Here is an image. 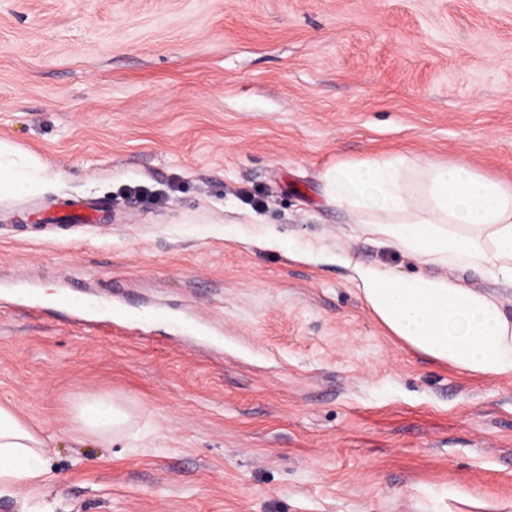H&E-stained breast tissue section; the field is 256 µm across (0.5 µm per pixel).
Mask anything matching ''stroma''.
Listing matches in <instances>:
<instances>
[{
	"instance_id": "stroma-1",
	"label": "stroma",
	"mask_w": 512,
	"mask_h": 512,
	"mask_svg": "<svg viewBox=\"0 0 512 512\" xmlns=\"http://www.w3.org/2000/svg\"><path fill=\"white\" fill-rule=\"evenodd\" d=\"M0 400L55 437L32 512H512V379L385 336L323 172L395 153L512 184V0H0ZM107 203L93 224L48 216ZM103 297L111 322L25 295ZM111 394L126 437L69 411ZM53 175L49 164L38 154L0 140V202L42 192ZM132 415L111 395L86 394L74 405L70 415L73 433L82 440L110 441L113 436L127 434Z\"/></svg>"
}]
</instances>
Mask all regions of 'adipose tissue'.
I'll return each instance as SVG.
<instances>
[{
    "mask_svg": "<svg viewBox=\"0 0 512 512\" xmlns=\"http://www.w3.org/2000/svg\"><path fill=\"white\" fill-rule=\"evenodd\" d=\"M327 206L350 219L345 245L289 246V256L346 268L386 334L457 371L512 378V317L501 300L449 278L471 269L512 286V185L469 165L405 154L342 161L321 176ZM53 180L38 154L0 140V200L42 192ZM417 260L424 272L399 275L354 255L360 239ZM132 415L111 395L87 394L70 415L73 433L94 442L127 434ZM53 435L0 403V495L35 489L47 474Z\"/></svg>",
    "mask_w": 512,
    "mask_h": 512,
    "instance_id": "adipose-tissue-1",
    "label": "adipose tissue"
}]
</instances>
